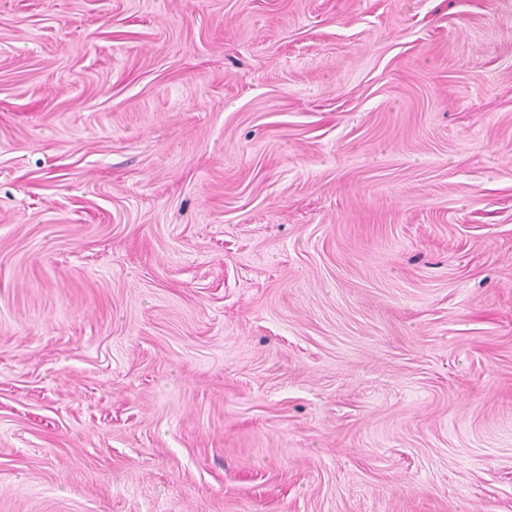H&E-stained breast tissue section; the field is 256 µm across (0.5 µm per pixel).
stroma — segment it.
<instances>
[{
	"instance_id": "35a3bbf8",
	"label": "stroma",
	"mask_w": 512,
	"mask_h": 512,
	"mask_svg": "<svg viewBox=\"0 0 512 512\" xmlns=\"http://www.w3.org/2000/svg\"><path fill=\"white\" fill-rule=\"evenodd\" d=\"M0 512H512V0H0Z\"/></svg>"
}]
</instances>
